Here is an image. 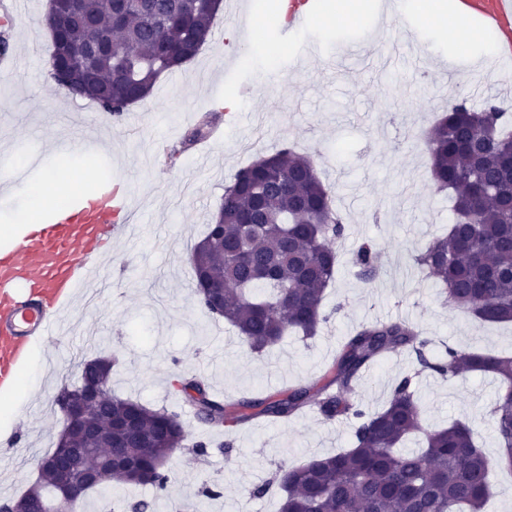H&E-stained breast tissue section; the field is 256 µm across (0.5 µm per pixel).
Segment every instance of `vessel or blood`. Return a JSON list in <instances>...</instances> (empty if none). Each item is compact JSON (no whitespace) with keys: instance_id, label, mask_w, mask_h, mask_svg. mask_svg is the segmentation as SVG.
Listing matches in <instances>:
<instances>
[{"instance_id":"1","label":"vessel or blood","mask_w":512,"mask_h":512,"mask_svg":"<svg viewBox=\"0 0 512 512\" xmlns=\"http://www.w3.org/2000/svg\"><path fill=\"white\" fill-rule=\"evenodd\" d=\"M493 31H512V0H457ZM111 182L52 208L38 224L22 225L0 242V382L17 365L9 355L36 336L60 334L61 315L80 289L106 277L113 235H134Z\"/></svg>"}]
</instances>
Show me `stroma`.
<instances>
[{
	"label": "stroma",
	"mask_w": 512,
	"mask_h": 512,
	"mask_svg": "<svg viewBox=\"0 0 512 512\" xmlns=\"http://www.w3.org/2000/svg\"><path fill=\"white\" fill-rule=\"evenodd\" d=\"M27 2L22 15L0 22V38H7L10 57L19 60L0 70V164L14 170L23 158L38 159L75 194L112 179L128 192L127 223L144 231L113 238L105 282L74 301L60 335L35 343L40 385L22 398L0 446V501L36 480L37 460L53 448L60 430L54 395L62 384L77 381L82 359L101 352L119 360L112 374L117 395L178 414L183 424L186 448L167 465L171 481L156 512H171L172 504L184 500L196 501L198 512H276L275 495H252L255 483L279 465L334 454L351 441L350 422H328L314 412L211 430L190 418L176 386L179 377L197 374L223 399L312 382L330 370L349 333L379 319L416 325L431 340V359L450 347L512 353V324L480 322L443 305L434 280L417 282L411 259L449 220V198L431 180L427 131L449 100L465 99L475 107L488 98L512 101V79L487 76L462 62L447 65L443 36L422 34L412 15L391 24L389 39L403 46L407 59L385 73L383 59L344 53L346 44L369 33L370 21L323 24L324 0H315L314 32L335 69L324 70L314 58L297 64L291 44L269 95L259 101L243 95L242 86L256 85L265 70L258 57L261 32L222 11L198 55L163 74L148 102L115 118L53 79L46 0ZM79 113L94 114L93 135L103 149H69V141L82 135L71 124ZM285 147L313 159L346 231L334 245L339 266L324 301L328 322L314 338L291 335L258 355L198 306L189 257L231 177ZM365 240L380 244L385 262L371 282L356 278L352 265ZM416 366L414 354H388L364 373L352 396L365 408L380 409L395 383L416 373L426 424H469L495 463L486 508L512 512V470L499 461L489 415L496 381L481 374L447 380ZM201 440L211 444L204 458L191 451ZM211 483L222 485V497L200 496Z\"/></svg>",
	"instance_id": "1"
}]
</instances>
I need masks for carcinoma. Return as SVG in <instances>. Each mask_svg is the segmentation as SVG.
<instances>
[{"instance_id":"obj_1","label":"carcinoma","mask_w":512,"mask_h":512,"mask_svg":"<svg viewBox=\"0 0 512 512\" xmlns=\"http://www.w3.org/2000/svg\"><path fill=\"white\" fill-rule=\"evenodd\" d=\"M81 7L83 17L75 19L67 0L51 3L57 24L50 67L89 70L92 79L70 92L112 115L127 111L130 98L147 101L161 74L191 61L217 15L206 0H82ZM119 11L123 21L115 31L108 21ZM425 146L432 181L438 191L452 195L454 217L448 232L430 240L412 260L423 277L437 281L448 306L476 320L512 322V114L491 102L476 109L463 100L437 119ZM344 233L313 161L281 149L238 170L224 187L213 222L190 255L195 288H224L220 318L251 352L265 350L290 331L311 338L329 318L323 300L338 270L333 243ZM353 264L360 278L376 277L382 270L381 249L362 243ZM428 344L407 321H375L345 340L331 370L311 386L231 404L212 398L196 377L184 379L181 391L198 394L197 417L212 427L258 418L289 420L307 409L330 422H353L350 447L282 466L253 487V495L263 497L277 486V512H484L492 490L490 459L464 422L424 429L412 376L397 382L379 410H365L350 398L362 369L397 350L414 353L420 373L430 370L448 379L491 374L499 381L492 408L495 431L509 453L512 357L450 348L432 362L425 354ZM80 366L79 381L61 385L59 392L111 384L110 358L83 360ZM130 413L138 415V424L126 437L127 450L140 458L143 474L136 478L117 468L92 491L149 485L156 499L128 505L133 512H149L170 483L160 463L184 448L177 414L112 394L88 411L90 434L75 433L71 441L77 448H102L109 421ZM416 432L424 434L425 448L402 450ZM54 493L53 475L46 472L3 507L33 512Z\"/></svg>"}]
</instances>
